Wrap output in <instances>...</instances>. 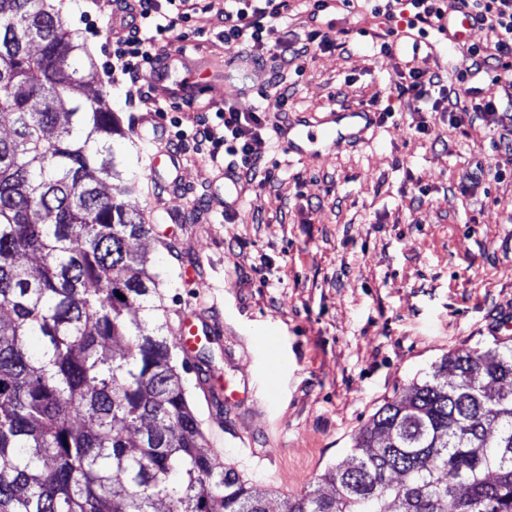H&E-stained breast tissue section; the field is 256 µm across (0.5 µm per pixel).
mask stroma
Returning a JSON list of instances; mask_svg holds the SVG:
<instances>
[{"mask_svg": "<svg viewBox=\"0 0 512 512\" xmlns=\"http://www.w3.org/2000/svg\"><path fill=\"white\" fill-rule=\"evenodd\" d=\"M70 28L97 67L91 92L104 93L124 127L138 130L144 104L129 101L105 70L112 0H69ZM224 0H191L181 24L187 64L214 105L176 110L184 130L213 118L224 103L247 105L256 86L274 95L272 71L247 82L224 79ZM377 19L353 24L339 47L313 51L288 77L289 113L329 112L377 98L393 116L365 142H340L302 156L274 140L253 145L273 179L246 186L237 215L223 219L210 188L220 171L187 147L179 158L183 191L157 195L140 144L114 140L112 152L129 201L150 235L135 245L152 261L169 325L178 311L217 302L219 335L207 362L238 392L233 407L209 414L183 352L174 363L207 445L263 490L316 489L346 458L355 437L385 402L422 381L451 352L512 345L497 323L512 314V75L478 80V96L500 102L493 125L468 132L435 116L419 134V116L401 96L405 68L449 79L469 73L472 47L489 34L473 28L447 59L432 46L378 53ZM478 183L461 182L474 159Z\"/></svg>", "mask_w": 512, "mask_h": 512, "instance_id": "1", "label": "stroma"}]
</instances>
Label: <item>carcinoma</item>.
<instances>
[{
    "mask_svg": "<svg viewBox=\"0 0 512 512\" xmlns=\"http://www.w3.org/2000/svg\"><path fill=\"white\" fill-rule=\"evenodd\" d=\"M85 52L47 0H0V512H512V345L385 402L327 492L273 500L204 446Z\"/></svg>",
    "mask_w": 512,
    "mask_h": 512,
    "instance_id": "cac0c4a2",
    "label": "carcinoma"
}]
</instances>
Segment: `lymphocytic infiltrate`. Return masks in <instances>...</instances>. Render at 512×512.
Here are the masks:
<instances>
[{
	"label": "lymphocytic infiltrate",
	"mask_w": 512,
	"mask_h": 512,
	"mask_svg": "<svg viewBox=\"0 0 512 512\" xmlns=\"http://www.w3.org/2000/svg\"><path fill=\"white\" fill-rule=\"evenodd\" d=\"M186 0H135V9L123 32L112 35L107 47L108 75L117 84H138L143 71L152 67L158 56L156 46L169 41L178 23L188 21L184 11ZM346 8L361 6L372 17L384 18L387 27L376 34L374 45L381 53H391L396 42L442 33V19L449 9L465 7L475 14L476 25L487 29L491 40L484 47L471 48L473 67L471 78L498 71H512V0H339ZM329 0H312L310 18L314 28L305 36H289L281 20L288 9V0H224V46L234 50L253 43L262 44L264 38L274 37L275 50L270 59L278 79L299 72L312 48L328 47L332 39L325 29L318 27L320 12L328 10ZM401 91L409 100L424 105L427 111L440 112L448 117V124L456 130H466L475 120L493 124L499 106L492 100L473 101V87L460 84L448 88L439 74H425L408 70L402 75ZM216 118L224 127L223 137L217 138L207 122H200L192 130L175 131L166 137L164 148L180 151L185 142L207 151V157L216 168L237 178L239 183L252 184L257 179H272V168L260 167L253 157L252 145L262 140L268 131L266 109L262 106L242 107L225 104L216 111Z\"/></svg>",
	"instance_id": "obj_1"
}]
</instances>
